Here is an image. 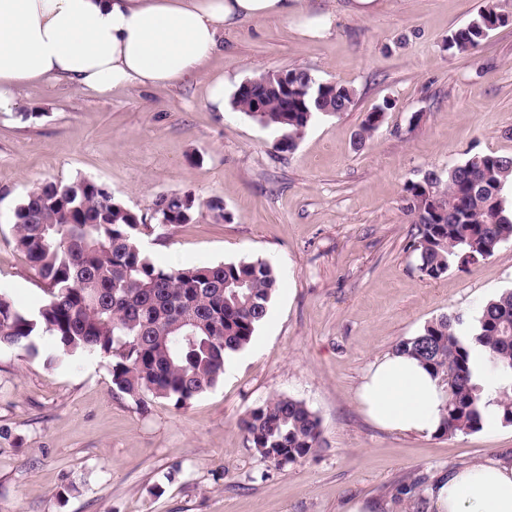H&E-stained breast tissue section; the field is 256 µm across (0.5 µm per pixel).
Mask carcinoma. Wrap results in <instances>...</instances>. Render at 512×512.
Returning a JSON list of instances; mask_svg holds the SVG:
<instances>
[{"mask_svg": "<svg viewBox=\"0 0 512 512\" xmlns=\"http://www.w3.org/2000/svg\"><path fill=\"white\" fill-rule=\"evenodd\" d=\"M509 19L491 4L448 35L451 54L479 47ZM288 94L279 82L238 87L232 105L277 134L274 149H295L320 115L345 112L352 89L319 82L304 70L287 69ZM390 103L366 115L358 143L371 138ZM512 157L475 154L442 173L426 172L406 188L407 212L417 233L410 248L419 271L432 279L453 266L492 257L512 241ZM190 193L160 195L154 224L128 209L112 190L86 179L44 182L15 211L14 240L43 285L37 311L19 310L0 289V349L34 350V337H54L57 355L96 354L106 359L112 383L141 401L150 393L185 406L223 378L230 358L244 350L268 313L278 275L262 260L162 268L144 253L141 239L193 220ZM485 352L495 377L498 419L512 424V290L489 300L469 321L442 315L395 351L418 359L446 385L439 433L476 432L486 421V393L473 382L471 349ZM247 441L270 467L281 469L313 453L320 421L302 401L279 396L243 421Z\"/></svg>", "mask_w": 512, "mask_h": 512, "instance_id": "carcinoma-1", "label": "carcinoma"}]
</instances>
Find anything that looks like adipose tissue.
Here are the masks:
<instances>
[{"instance_id":"obj_1","label":"adipose tissue","mask_w":512,"mask_h":512,"mask_svg":"<svg viewBox=\"0 0 512 512\" xmlns=\"http://www.w3.org/2000/svg\"><path fill=\"white\" fill-rule=\"evenodd\" d=\"M267 20L322 38L336 10H314L304 0H0V115L20 112L34 83L97 98L122 88L176 85L223 51L225 32ZM356 396L383 430H439L445 389L411 356L376 358ZM430 500L433 512H512V460L448 471Z\"/></svg>"}]
</instances>
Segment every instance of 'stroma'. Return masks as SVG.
Instances as JSON below:
<instances>
[{"label": "stroma", "instance_id": "obj_1", "mask_svg": "<svg viewBox=\"0 0 512 512\" xmlns=\"http://www.w3.org/2000/svg\"><path fill=\"white\" fill-rule=\"evenodd\" d=\"M509 17L477 49L448 54L451 30L487 4ZM301 69L355 91L349 110L321 116L292 152L225 105L258 73ZM393 106L365 144L368 112ZM36 121L0 116V289L41 303L39 279L13 240L15 210L46 181L85 178L150 214L160 194L193 193L190 223L141 240L161 267L266 259L279 286L251 345L223 379L186 406L117 390L103 359L53 363L52 336L35 354L0 350V512H343L364 497L379 512H432L435 477L512 458V425L441 436L393 433L360 409L356 390L375 358L449 313L478 316L512 289V241L494 256L424 276L408 242L407 184L475 153L512 156V0H375L363 13L336 0L324 38L276 21L225 34L198 76L162 89L90 98L69 87L25 92ZM222 201L216 218L207 201ZM276 396L306 403L320 448L267 468L241 421Z\"/></svg>", "mask_w": 512, "mask_h": 512}]
</instances>
